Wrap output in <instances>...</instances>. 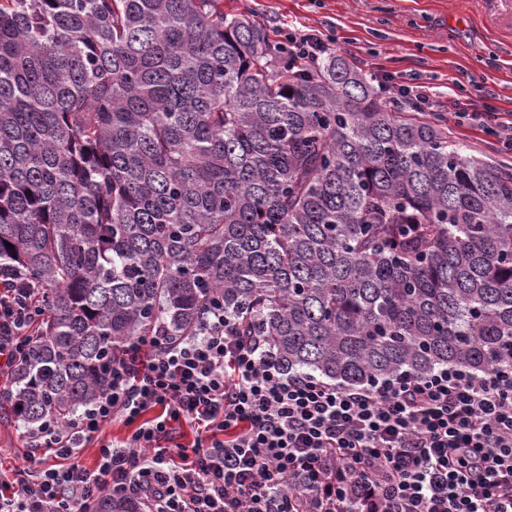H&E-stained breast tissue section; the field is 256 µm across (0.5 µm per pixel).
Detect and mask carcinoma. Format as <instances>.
<instances>
[{
	"instance_id": "cac0c4a2",
	"label": "carcinoma",
	"mask_w": 512,
	"mask_h": 512,
	"mask_svg": "<svg viewBox=\"0 0 512 512\" xmlns=\"http://www.w3.org/2000/svg\"><path fill=\"white\" fill-rule=\"evenodd\" d=\"M282 50L222 0H0V265L42 285L0 414L68 422L216 298L338 384L512 364V172Z\"/></svg>"
}]
</instances>
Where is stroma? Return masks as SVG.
Masks as SVG:
<instances>
[{
  "label": "stroma",
  "mask_w": 512,
  "mask_h": 512,
  "mask_svg": "<svg viewBox=\"0 0 512 512\" xmlns=\"http://www.w3.org/2000/svg\"><path fill=\"white\" fill-rule=\"evenodd\" d=\"M228 15L285 30L322 31L333 55L391 85L416 83L431 99L422 115L442 121L465 154L512 168V147L499 137L457 124L441 108L449 97L512 110V0H224ZM27 431L0 419V473L26 468Z\"/></svg>",
  "instance_id": "35a3bbf8"
}]
</instances>
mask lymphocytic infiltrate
Segmentation results:
<instances>
[{"label":"lymphocytic infiltrate","instance_id":"f902f5d3","mask_svg":"<svg viewBox=\"0 0 512 512\" xmlns=\"http://www.w3.org/2000/svg\"><path fill=\"white\" fill-rule=\"evenodd\" d=\"M37 288L0 266L1 378L32 340ZM115 422L130 434L102 440ZM185 425L193 442L174 443ZM28 443L0 512H91L103 493L145 512H512V365L340 386L284 371L218 301L196 335L130 343L89 406Z\"/></svg>","mask_w":512,"mask_h":512}]
</instances>
